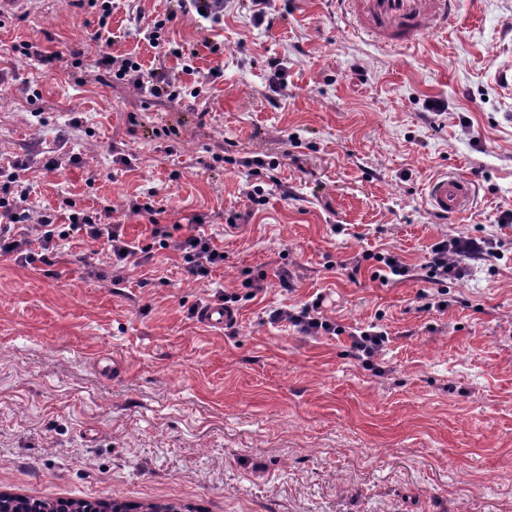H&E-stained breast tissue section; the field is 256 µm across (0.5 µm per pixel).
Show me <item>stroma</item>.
<instances>
[{
	"instance_id": "1",
	"label": "stroma",
	"mask_w": 512,
	"mask_h": 512,
	"mask_svg": "<svg viewBox=\"0 0 512 512\" xmlns=\"http://www.w3.org/2000/svg\"><path fill=\"white\" fill-rule=\"evenodd\" d=\"M166 7L114 0L106 42L75 0L0 23V167L27 163L31 218L67 198L108 204L143 240L129 202L152 187L161 223L202 215L224 249L204 283L168 250L121 285L91 277L107 258L80 236L47 273L0 258V491L179 512H512V226L498 225L512 213V84L494 77L512 60V0H460L447 32L402 50L358 36L336 0H272L267 26L224 0L220 23L169 26L198 51L190 74L137 33ZM22 43L59 52L54 72L13 53ZM106 52L199 94L170 103L111 79L96 64ZM49 157L62 166L45 170ZM451 171L475 199L442 215L427 186ZM460 232L493 238L501 257L468 265L446 309L421 278L352 270L379 251L419 267ZM218 292L239 297L233 328L197 321ZM318 294L324 317L387 329L373 366L348 336L271 321ZM112 355L126 363L117 380L101 363Z\"/></svg>"
}]
</instances>
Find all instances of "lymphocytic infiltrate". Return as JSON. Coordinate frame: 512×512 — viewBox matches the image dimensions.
I'll list each match as a JSON object with an SVG mask.
<instances>
[{"instance_id": "lymphocytic-infiltrate-1", "label": "lymphocytic infiltrate", "mask_w": 512, "mask_h": 512, "mask_svg": "<svg viewBox=\"0 0 512 512\" xmlns=\"http://www.w3.org/2000/svg\"><path fill=\"white\" fill-rule=\"evenodd\" d=\"M110 77L144 87L157 98L174 101L183 94L182 85L176 84L167 74L144 71L141 64L131 57L117 58L103 54L100 59ZM21 163L12 169L0 167V257L23 265H53L60 242L82 236L102 244L111 266L113 284H121L128 268L140 267L148 262L154 250H172L178 256L188 279L203 282L214 269L224 263V251L213 236L201 231L202 217H192L187 231L173 235L168 226L155 219L154 189H147L142 198L131 200L129 208L137 214L150 215V243L142 244L126 239L120 225L112 221L111 206L98 209H80L75 203L65 202L63 210L47 209L38 217L37 226L28 223L29 211L25 206L26 192L19 187ZM498 252L491 239L467 233L448 236L432 244L421 265L428 273L429 283L445 285L458 279L470 261L490 262ZM322 298L303 305L299 310L278 309L271 317L288 321L300 327L303 333L318 335H349L351 349L364 363L382 351L388 340L387 331L371 324L346 329L345 326L322 316Z\"/></svg>"}]
</instances>
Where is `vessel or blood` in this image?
Instances as JSON below:
<instances>
[{"mask_svg":"<svg viewBox=\"0 0 512 512\" xmlns=\"http://www.w3.org/2000/svg\"><path fill=\"white\" fill-rule=\"evenodd\" d=\"M349 26L371 44L385 49L407 47L447 29L458 0H336ZM475 197L471 181L457 173L433 179L428 189L432 209L457 214Z\"/></svg>","mask_w":512,"mask_h":512,"instance_id":"1","label":"vessel or blood"}]
</instances>
